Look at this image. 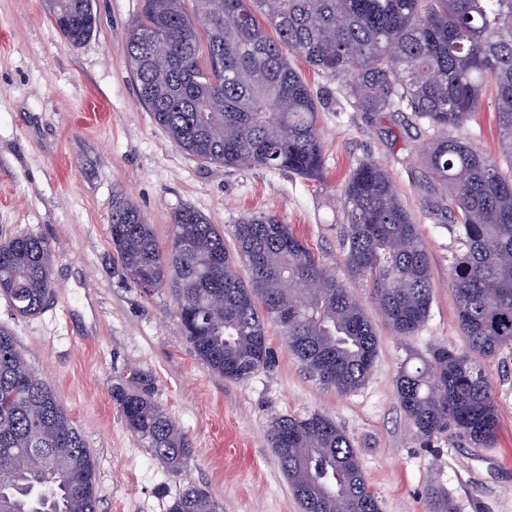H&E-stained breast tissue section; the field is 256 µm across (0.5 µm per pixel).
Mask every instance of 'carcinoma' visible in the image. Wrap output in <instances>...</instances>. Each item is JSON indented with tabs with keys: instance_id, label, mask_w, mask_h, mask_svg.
<instances>
[{
	"instance_id": "cac0c4a2",
	"label": "carcinoma",
	"mask_w": 512,
	"mask_h": 512,
	"mask_svg": "<svg viewBox=\"0 0 512 512\" xmlns=\"http://www.w3.org/2000/svg\"><path fill=\"white\" fill-rule=\"evenodd\" d=\"M70 45L95 29L92 0H46ZM208 10L205 20L197 9ZM128 58L154 122L187 155L228 168L324 169L318 105L286 52L344 79L361 112H410L432 131L430 173L449 190L448 221L460 249L448 281L467 346H436L401 367L399 403L427 444L458 433L494 446L499 412L485 361L512 349V0H145L128 32ZM496 91L501 158L451 131ZM345 263L393 331L426 322L432 273L418 227L386 172L361 162L343 192ZM112 249L141 288H169L196 356L231 381L270 359L268 326L321 385L362 386L377 337L359 300L323 282L319 257L274 215L241 219L235 251L199 211H176L167 246L128 200L112 199ZM246 266L241 274L237 260ZM51 245L20 233L0 241V295L22 317L38 314L52 288ZM292 287L286 288L284 282ZM154 380L133 370L112 387L125 424L180 474L188 438L154 399ZM268 441L303 512H380L347 433L319 412L272 421ZM38 454L41 466L28 458ZM93 456L54 389L0 327V512H96ZM169 512H224L192 486ZM425 512H458L437 487Z\"/></svg>"
}]
</instances>
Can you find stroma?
<instances>
[{"label": "stroma", "instance_id": "stroma-1", "mask_svg": "<svg viewBox=\"0 0 512 512\" xmlns=\"http://www.w3.org/2000/svg\"><path fill=\"white\" fill-rule=\"evenodd\" d=\"M98 24L83 45L65 43L44 0H0V237L32 233L52 249L47 307L17 315L0 296L8 328L55 390L96 464L97 512H167L186 488H207L224 512H302L267 440L282 415L318 411L353 441L381 512H424L437 485L459 512H512V350L488 360L499 407V442L472 446L456 435L423 445L396 396L404 361L436 344L464 348L448 266L459 244L443 208L448 190L424 156L432 133L408 112H360L341 80L293 59L317 101L322 178L285 169L227 168L181 151L142 103L128 63V30L142 0H94ZM495 93L459 129L497 154ZM365 159L380 164L419 226L432 270L430 315L411 337L386 324L371 290L344 257L342 196ZM130 199L166 242L173 214L191 207L232 243L247 215L276 214L306 240L326 270L350 288L372 322L378 354L366 383L339 394L314 380L268 329L271 359L230 381L193 352L170 289L147 291L113 256L114 196ZM150 373L155 399L192 442L180 474L130 432L112 387L130 370Z\"/></svg>", "mask_w": 512, "mask_h": 512}]
</instances>
